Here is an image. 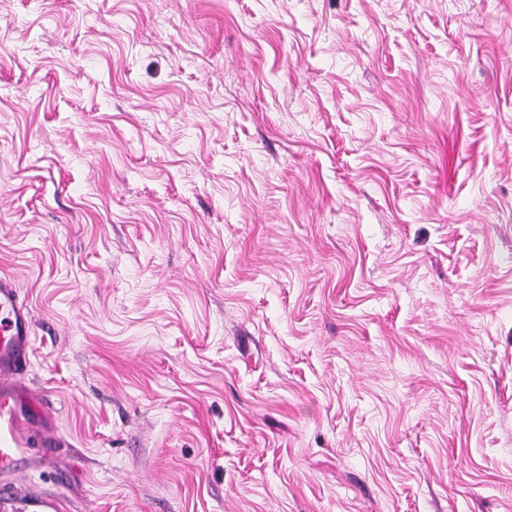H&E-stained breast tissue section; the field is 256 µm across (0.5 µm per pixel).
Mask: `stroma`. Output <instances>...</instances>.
Here are the masks:
<instances>
[{
    "mask_svg": "<svg viewBox=\"0 0 512 512\" xmlns=\"http://www.w3.org/2000/svg\"><path fill=\"white\" fill-rule=\"evenodd\" d=\"M0 490L512 512V0H0ZM31 320L16 289L0 279V371L16 373L27 365Z\"/></svg>",
    "mask_w": 512,
    "mask_h": 512,
    "instance_id": "stroma-1",
    "label": "stroma"
}]
</instances>
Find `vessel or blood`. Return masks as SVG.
<instances>
[{
  "instance_id": "b4317fda",
  "label": "vessel or blood",
  "mask_w": 512,
  "mask_h": 512,
  "mask_svg": "<svg viewBox=\"0 0 512 512\" xmlns=\"http://www.w3.org/2000/svg\"><path fill=\"white\" fill-rule=\"evenodd\" d=\"M31 320L12 285L0 280V371L17 372L29 357Z\"/></svg>"
}]
</instances>
